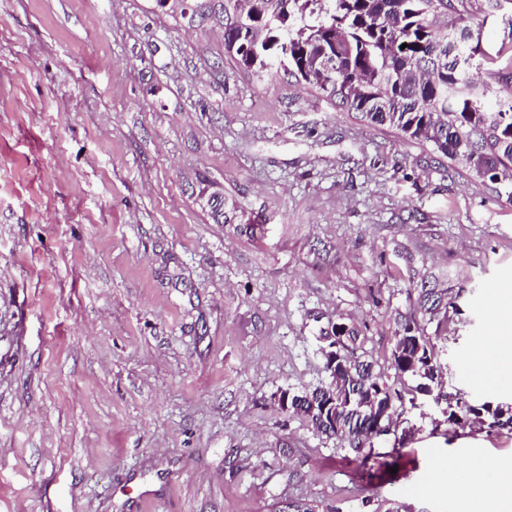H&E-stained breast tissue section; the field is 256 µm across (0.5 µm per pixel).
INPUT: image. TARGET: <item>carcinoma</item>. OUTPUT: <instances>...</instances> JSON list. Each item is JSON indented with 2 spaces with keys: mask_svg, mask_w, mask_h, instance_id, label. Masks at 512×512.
Listing matches in <instances>:
<instances>
[{
  "mask_svg": "<svg viewBox=\"0 0 512 512\" xmlns=\"http://www.w3.org/2000/svg\"><path fill=\"white\" fill-rule=\"evenodd\" d=\"M224 50L263 79L283 71L335 100L368 123L388 126L407 141L429 144L465 174L495 185L512 200V0H224ZM493 19L508 27L497 42L484 38ZM422 315L448 334L455 300L421 288ZM345 366L343 384L371 391L394 413L404 391L363 358L366 336L354 326L324 332ZM436 347L411 315L398 323L392 363L398 379L415 378L429 396L442 382ZM330 392L325 384L291 401L307 416ZM447 433L468 422L512 431V404L446 395ZM336 426L311 419L319 432L348 443L365 466L377 458L374 420L347 405L336 389Z\"/></svg>",
  "mask_w": 512,
  "mask_h": 512,
  "instance_id": "1",
  "label": "carcinoma"
}]
</instances>
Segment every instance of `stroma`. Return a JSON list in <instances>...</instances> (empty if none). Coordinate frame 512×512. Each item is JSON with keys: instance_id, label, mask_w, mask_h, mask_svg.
I'll use <instances>...</instances> for the list:
<instances>
[{"instance_id": "35a3bbf8", "label": "stroma", "mask_w": 512, "mask_h": 512, "mask_svg": "<svg viewBox=\"0 0 512 512\" xmlns=\"http://www.w3.org/2000/svg\"><path fill=\"white\" fill-rule=\"evenodd\" d=\"M216 187L237 218L213 221ZM462 314L445 392L512 291V200L156 0H0V512H457L450 465L512 470V433L405 409L369 478L275 393L327 382L359 326L386 379L422 284Z\"/></svg>"}]
</instances>
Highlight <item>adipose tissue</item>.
Returning <instances> with one entry per match:
<instances>
[{
	"label": "adipose tissue",
	"mask_w": 512,
	"mask_h": 512,
	"mask_svg": "<svg viewBox=\"0 0 512 512\" xmlns=\"http://www.w3.org/2000/svg\"><path fill=\"white\" fill-rule=\"evenodd\" d=\"M488 314L493 332L478 342L469 371L491 382L512 380V313L506 312L502 296L497 295L488 303ZM460 473L469 481L485 482L487 492L512 506V472L501 473L489 461H471Z\"/></svg>",
	"instance_id": "ef3b65f1"
}]
</instances>
